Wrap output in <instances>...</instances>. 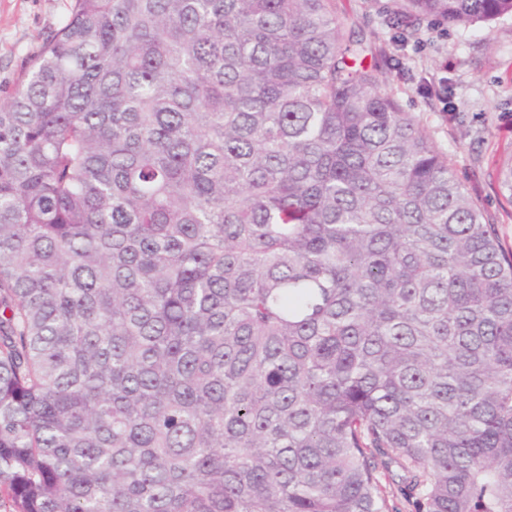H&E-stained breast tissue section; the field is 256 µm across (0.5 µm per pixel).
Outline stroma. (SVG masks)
Listing matches in <instances>:
<instances>
[{
  "label": "stroma",
  "instance_id": "stroma-1",
  "mask_svg": "<svg viewBox=\"0 0 512 512\" xmlns=\"http://www.w3.org/2000/svg\"><path fill=\"white\" fill-rule=\"evenodd\" d=\"M71 0H0V100L65 20ZM402 0H335L380 52L383 87L448 155L459 181L512 250V202L499 191L512 157V17L463 29L428 20L392 27Z\"/></svg>",
  "mask_w": 512,
  "mask_h": 512
}]
</instances>
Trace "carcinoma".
Returning a JSON list of instances; mask_svg holds the SVG:
<instances>
[{
	"mask_svg": "<svg viewBox=\"0 0 512 512\" xmlns=\"http://www.w3.org/2000/svg\"><path fill=\"white\" fill-rule=\"evenodd\" d=\"M366 52L333 0H72L0 102L9 512H512V254Z\"/></svg>",
	"mask_w": 512,
	"mask_h": 512,
	"instance_id": "cac0c4a2",
	"label": "carcinoma"
}]
</instances>
